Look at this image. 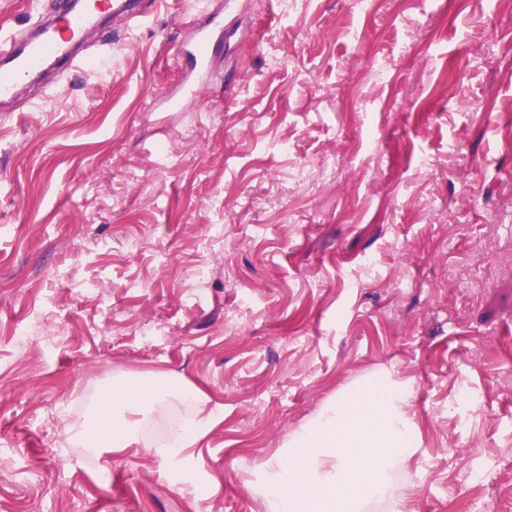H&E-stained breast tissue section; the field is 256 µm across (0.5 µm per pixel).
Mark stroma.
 Wrapping results in <instances>:
<instances>
[{
	"label": "stroma",
	"mask_w": 512,
	"mask_h": 512,
	"mask_svg": "<svg viewBox=\"0 0 512 512\" xmlns=\"http://www.w3.org/2000/svg\"><path fill=\"white\" fill-rule=\"evenodd\" d=\"M191 2L239 31L182 111L180 0L0 105V512H268L262 464L380 369L401 512H512V0ZM148 371L223 406L196 447L69 438Z\"/></svg>",
	"instance_id": "obj_1"
}]
</instances>
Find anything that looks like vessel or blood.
Listing matches in <instances>:
<instances>
[{"mask_svg":"<svg viewBox=\"0 0 512 512\" xmlns=\"http://www.w3.org/2000/svg\"><path fill=\"white\" fill-rule=\"evenodd\" d=\"M114 22L137 23L144 14L135 0H88L77 7L74 0H55L51 16L46 17L35 35L24 42L8 38L0 42V102L15 98L23 80L46 63L54 62L72 69L93 66V59L82 52L100 25L103 14ZM218 35L216 25H195L185 49L194 68L207 69Z\"/></svg>","mask_w":512,"mask_h":512,"instance_id":"obj_1","label":"vessel or blood"}]
</instances>
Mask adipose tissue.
Instances as JSON below:
<instances>
[{
  "instance_id": "1",
  "label": "adipose tissue",
  "mask_w": 512,
  "mask_h": 512,
  "mask_svg": "<svg viewBox=\"0 0 512 512\" xmlns=\"http://www.w3.org/2000/svg\"><path fill=\"white\" fill-rule=\"evenodd\" d=\"M150 380L146 388L119 382L103 389L93 414L74 424L76 434L93 448L120 453L136 445L166 460L222 418L186 380L164 372ZM412 397L411 382L377 371L325 401L263 465L258 490L269 512H367L373 504L399 512L397 479L422 444ZM173 399L190 403L192 417L166 440L144 438L152 414Z\"/></svg>"
}]
</instances>
